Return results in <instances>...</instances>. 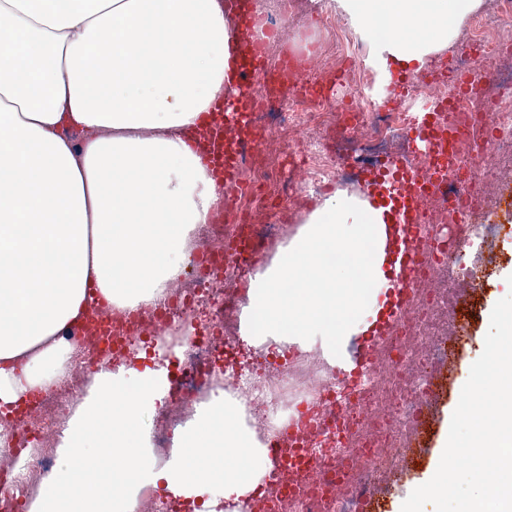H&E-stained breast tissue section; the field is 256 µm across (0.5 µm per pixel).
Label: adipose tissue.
<instances>
[{
	"label": "adipose tissue",
	"mask_w": 512,
	"mask_h": 512,
	"mask_svg": "<svg viewBox=\"0 0 512 512\" xmlns=\"http://www.w3.org/2000/svg\"><path fill=\"white\" fill-rule=\"evenodd\" d=\"M383 73L423 67L480 0H339ZM232 22L222 0H0V407L59 383V335L92 292L120 309L184 276L223 189L187 144L225 90ZM390 211L323 197L249 281L246 344L307 349L329 366L380 312L385 257L367 258ZM164 370L103 366L70 419L39 512H127L162 486L196 512L250 497L269 471L237 400L217 393L164 467L145 455Z\"/></svg>",
	"instance_id": "obj_1"
}]
</instances>
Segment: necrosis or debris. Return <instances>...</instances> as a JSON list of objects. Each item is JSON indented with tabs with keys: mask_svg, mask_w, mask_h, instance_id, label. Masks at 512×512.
Returning a JSON list of instances; mask_svg holds the SVG:
<instances>
[{
	"mask_svg": "<svg viewBox=\"0 0 512 512\" xmlns=\"http://www.w3.org/2000/svg\"><path fill=\"white\" fill-rule=\"evenodd\" d=\"M486 4L485 11L470 16L446 75L436 83L425 77L415 80L390 104L379 102L362 79L360 52L342 50L328 58L323 75L343 88V96L312 99L292 85L265 101L252 116L255 127L271 132L284 124L324 122L336 132V147L327 151L312 139L283 149L277 162L263 153H244L250 205H243L236 191H224L225 206L240 208L253 224L254 247L264 259L287 230L268 222L269 211L300 214L311 195L355 182L363 167L389 159L402 161L408 172L425 173V160L409 134L418 119L414 102L434 106L436 123L458 131L457 177L446 191L426 198L418 224L405 227L410 234L419 228L425 232L424 250L412 256L418 272L405 316L381 330L379 341L359 357L351 375L328 367L310 351L273 357L259 349L240 357L228 318L245 298L239 283L247 270L224 256V245L237 227L217 220L201 225L192 242L190 277L137 310L106 304L92 310L91 318L111 321L112 344L71 337L76 376L39 393L28 411L12 415L11 454L25 456L26 466L0 472V512H23L37 480L51 471L49 440L84 380L104 361L130 358L136 339L162 335L180 346L181 355L153 430L157 459L172 455L176 432L221 389L244 404L259 437L277 439L298 452L296 462L274 464L260 494L243 501L238 512H363L376 500L399 460L418 451L425 428L421 407L438 390L437 366L454 355L448 338L462 335L476 314L464 291L485 288L492 246L501 230L489 221L487 189L512 180V173L482 166L483 150L475 134L491 125V146L512 148V70L499 65L512 56V37L488 25L489 16H512V0ZM468 74L473 96L439 108L437 102L449 87ZM348 111L355 115L354 124L343 119ZM287 166L302 171V184L282 186ZM436 329L441 336L433 343L429 336Z\"/></svg>",
	"mask_w": 512,
	"mask_h": 512,
	"instance_id": "obj_1",
	"label": "necrosis or debris"
}]
</instances>
